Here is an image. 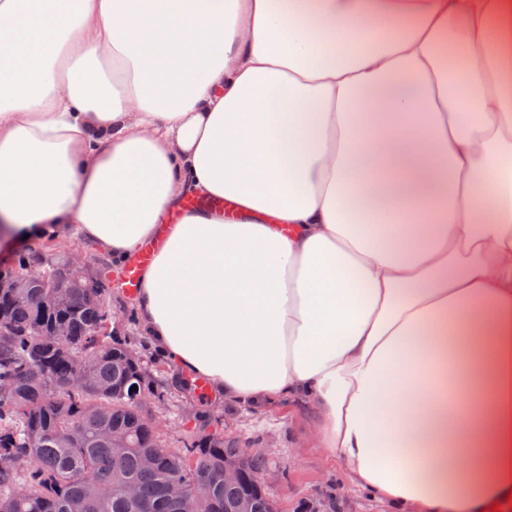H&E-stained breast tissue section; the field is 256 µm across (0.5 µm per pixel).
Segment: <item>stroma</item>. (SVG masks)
<instances>
[{"label": "stroma", "instance_id": "35a3bbf8", "mask_svg": "<svg viewBox=\"0 0 512 512\" xmlns=\"http://www.w3.org/2000/svg\"><path fill=\"white\" fill-rule=\"evenodd\" d=\"M33 248L48 260L63 253L81 256L105 288L114 335L136 352L150 388L159 393L158 398L148 399L146 409L159 421L169 447H182L190 433L203 435L217 425L225 439L264 456L266 480L278 512H395L390 503L354 485L335 461L316 448L311 438L312 416L303 406L282 399L256 409L231 400L217 401L211 392L177 385L175 370L144 335L133 295L123 285L122 271L113 270L110 255L61 225L29 243L0 242V257L12 265Z\"/></svg>", "mask_w": 512, "mask_h": 512}]
</instances>
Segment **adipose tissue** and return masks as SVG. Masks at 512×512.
<instances>
[{
  "label": "adipose tissue",
  "instance_id": "obj_1",
  "mask_svg": "<svg viewBox=\"0 0 512 512\" xmlns=\"http://www.w3.org/2000/svg\"><path fill=\"white\" fill-rule=\"evenodd\" d=\"M53 224L162 238L182 383L312 409L358 487L512 491V0H0V233Z\"/></svg>",
  "mask_w": 512,
  "mask_h": 512
}]
</instances>
